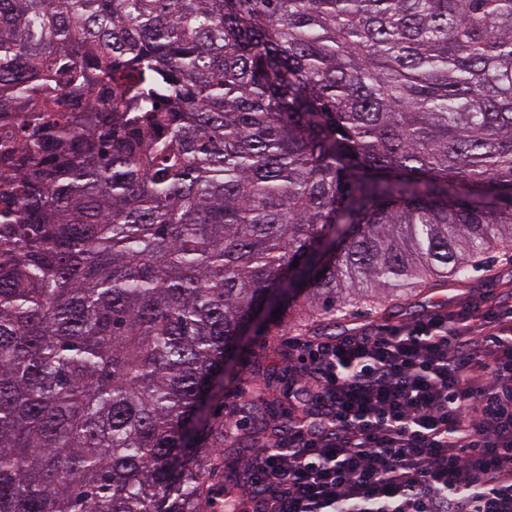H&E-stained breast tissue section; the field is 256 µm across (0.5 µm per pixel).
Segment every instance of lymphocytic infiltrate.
Listing matches in <instances>:
<instances>
[{
	"instance_id": "lymphocytic-infiltrate-1",
	"label": "lymphocytic infiltrate",
	"mask_w": 512,
	"mask_h": 512,
	"mask_svg": "<svg viewBox=\"0 0 512 512\" xmlns=\"http://www.w3.org/2000/svg\"><path fill=\"white\" fill-rule=\"evenodd\" d=\"M292 346L287 424L224 512H512V299Z\"/></svg>"
}]
</instances>
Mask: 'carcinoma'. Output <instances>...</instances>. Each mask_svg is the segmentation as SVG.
<instances>
[{
    "label": "carcinoma",
    "instance_id": "carcinoma-1",
    "mask_svg": "<svg viewBox=\"0 0 512 512\" xmlns=\"http://www.w3.org/2000/svg\"><path fill=\"white\" fill-rule=\"evenodd\" d=\"M0 123V512H203L257 310L512 242V0H0ZM222 405L219 400H214L209 408L211 417H221L223 413L224 404V417L230 412L239 411L244 403L251 399L252 395L239 380L230 381L224 378V389L222 393Z\"/></svg>",
    "mask_w": 512,
    "mask_h": 512
}]
</instances>
